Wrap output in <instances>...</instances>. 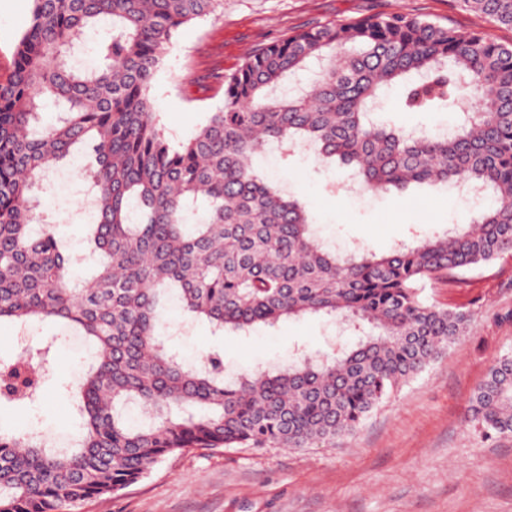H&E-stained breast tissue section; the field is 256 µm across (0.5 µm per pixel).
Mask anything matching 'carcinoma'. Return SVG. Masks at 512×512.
Wrapping results in <instances>:
<instances>
[{
	"label": "carcinoma",
	"instance_id": "1",
	"mask_svg": "<svg viewBox=\"0 0 512 512\" xmlns=\"http://www.w3.org/2000/svg\"><path fill=\"white\" fill-rule=\"evenodd\" d=\"M13 74L0 82V323L54 319L97 349L74 398L81 431L52 448L33 426L0 427V512H77L186 448H310L355 431L446 353L473 322L422 296L456 271L512 253V47L478 30L391 14L317 24L249 53L218 77L224 105L173 145L152 82L179 28L224 0H30ZM512 28V0H458ZM318 65L281 96L284 77ZM406 112L469 118L446 133L369 120L382 89ZM56 112L47 122V107ZM306 144L354 170L361 190L453 183L489 203L455 230L387 255L339 254L313 230L309 202L260 176L268 141ZM76 153L96 193L94 275L73 284L56 224L39 210L44 175ZM247 333L305 315L370 331L315 362L224 379L220 355L186 363L160 339L167 303ZM39 368L0 365V402L33 400ZM130 404L149 415L136 422ZM470 421L512 435V355L492 362Z\"/></svg>",
	"mask_w": 512,
	"mask_h": 512
}]
</instances>
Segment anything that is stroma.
Listing matches in <instances>:
<instances>
[{"mask_svg":"<svg viewBox=\"0 0 512 512\" xmlns=\"http://www.w3.org/2000/svg\"><path fill=\"white\" fill-rule=\"evenodd\" d=\"M0 10L11 16L10 23L0 24L3 81L29 25L30 2L7 0ZM392 13L436 18L512 45V29L459 9L456 0H224L223 16L189 24L173 39L153 82L158 122L171 142H179L224 103V89L209 73H231L249 52L318 23ZM401 96L400 86L386 88L379 121L420 129L441 122L438 114L402 111ZM253 167L307 196L317 234L340 252L363 246L383 254L396 243L468 223L481 206L443 184L378 194L350 191L346 172L319 163L306 146L285 163L278 147L269 145L254 157ZM83 190L79 165L65 163L38 191L74 257L77 279L88 277L95 264L85 241L94 217L81 202ZM424 295L472 312L470 331L354 433L312 448H188L78 512H512V436L484 439L468 416L493 359L512 352V256L434 284ZM354 340L337 322L309 316L223 336L198 320L166 343L188 361L219 352L226 375L234 376L288 363L299 353L330 354ZM19 355L41 357L45 383L26 407L0 404V421L15 430L40 421L58 446H67L77 419L65 393L81 380L91 347L51 319L0 325V359Z\"/></svg>","mask_w":512,"mask_h":512,"instance_id":"1","label":"stroma"}]
</instances>
